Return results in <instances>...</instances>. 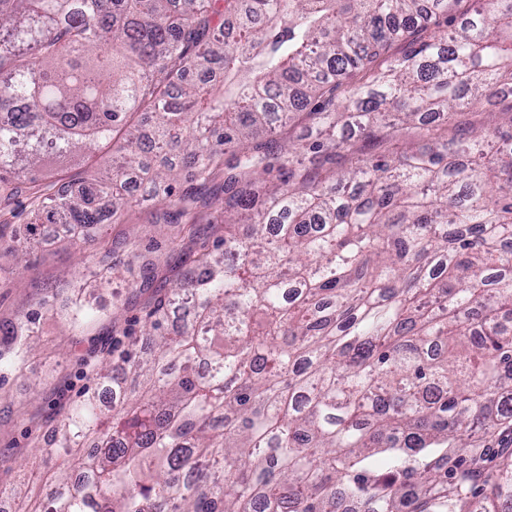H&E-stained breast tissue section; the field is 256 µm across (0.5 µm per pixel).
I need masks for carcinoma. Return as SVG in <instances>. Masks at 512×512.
Returning a JSON list of instances; mask_svg holds the SVG:
<instances>
[{
    "label": "carcinoma",
    "instance_id": "carcinoma-1",
    "mask_svg": "<svg viewBox=\"0 0 512 512\" xmlns=\"http://www.w3.org/2000/svg\"><path fill=\"white\" fill-rule=\"evenodd\" d=\"M101 143L107 177L42 183ZM182 163L224 174V237L149 306V355L87 363L112 415L57 420L42 454L79 462L46 512L512 504V0H0L16 268L43 224L179 223Z\"/></svg>",
    "mask_w": 512,
    "mask_h": 512
}]
</instances>
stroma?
Listing matches in <instances>:
<instances>
[{
	"mask_svg": "<svg viewBox=\"0 0 512 512\" xmlns=\"http://www.w3.org/2000/svg\"><path fill=\"white\" fill-rule=\"evenodd\" d=\"M176 188L191 193L194 221L156 224L143 207L118 212L86 243L72 244L70 232L43 225L32 240V260L23 274H11L12 255L0 250V323L20 324L39 315V334L24 370L0 356V483L21 487L48 503L51 474L35 445L51 421L92 388L83 362L104 354L120 356L130 343L145 347L141 334L146 307L158 288L170 287L191 270L201 241H215L214 201L224 195L223 179L199 186L182 176ZM92 273L91 299L108 311L71 332L64 306L80 274Z\"/></svg>",
	"mask_w": 512,
	"mask_h": 512,
	"instance_id": "1",
	"label": "stroma"
}]
</instances>
